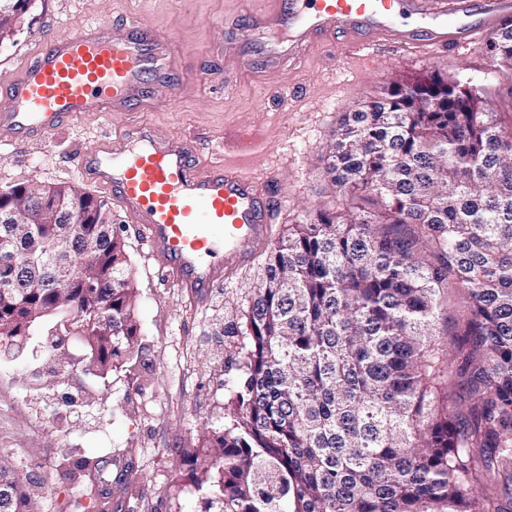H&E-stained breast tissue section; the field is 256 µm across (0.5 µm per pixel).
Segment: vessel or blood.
Segmentation results:
<instances>
[{
    "label": "vessel or blood",
    "mask_w": 512,
    "mask_h": 512,
    "mask_svg": "<svg viewBox=\"0 0 512 512\" xmlns=\"http://www.w3.org/2000/svg\"><path fill=\"white\" fill-rule=\"evenodd\" d=\"M238 27L268 35L269 58H294L311 40L343 30L361 52L461 47L495 34L512 0H272ZM171 64L166 37L131 27L120 36L87 26L40 48L0 86V146L34 140L71 115L137 112L146 85ZM253 140L240 136L217 168L194 160L189 139L131 123L76 160L83 180L112 196L140 228L149 254L196 305L253 257L273 222L270 191L248 172Z\"/></svg>",
    "instance_id": "obj_1"
}]
</instances>
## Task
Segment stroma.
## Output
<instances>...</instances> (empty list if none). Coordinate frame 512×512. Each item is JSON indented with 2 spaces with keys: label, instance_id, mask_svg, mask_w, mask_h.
<instances>
[{
  "label": "stroma",
  "instance_id": "obj_1",
  "mask_svg": "<svg viewBox=\"0 0 512 512\" xmlns=\"http://www.w3.org/2000/svg\"><path fill=\"white\" fill-rule=\"evenodd\" d=\"M263 0H30L16 31L0 41V70L11 72L52 37L92 23L113 33L130 24L169 36L174 63L163 84H149L140 112L87 113L43 138L0 151V186L85 184L80 151L117 134L128 122L194 140L199 162L224 156L235 130L263 145L251 168L268 182L277 209L267 242L252 262L214 288L208 303L192 304L150 258L136 225L112 207L114 231L130 256L141 325L138 358L108 374L72 370L81 355L66 337L54 355L29 348L0 358V464L30 497L34 512H195L199 492L182 464L233 410L224 381L235 374L242 339L224 333L262 280L265 257L289 225L346 205L327 174L326 151L343 113L394 81L433 70L475 90L512 133V77L492 62L486 37L462 49L398 51L378 44L373 64L346 39L321 37L298 69L252 49L246 65L224 57L230 29ZM97 465L70 480L63 459Z\"/></svg>",
  "mask_w": 512,
  "mask_h": 512
}]
</instances>
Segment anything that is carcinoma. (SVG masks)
<instances>
[{
  "mask_svg": "<svg viewBox=\"0 0 512 512\" xmlns=\"http://www.w3.org/2000/svg\"><path fill=\"white\" fill-rule=\"evenodd\" d=\"M29 0H0V41ZM512 68V18L488 40ZM352 207L288 227L233 334L236 412L186 460L196 512L512 509V136L439 72L393 82L328 150ZM93 241L90 259L76 233ZM68 246L61 273L33 247ZM469 300L448 334L445 286ZM136 286L107 204L75 187H0V348L43 326L86 367L135 355ZM497 483L482 487L480 473ZM10 485L0 512H34Z\"/></svg>",
  "mask_w": 512,
  "mask_h": 512,
  "instance_id": "1",
  "label": "carcinoma"
}]
</instances>
